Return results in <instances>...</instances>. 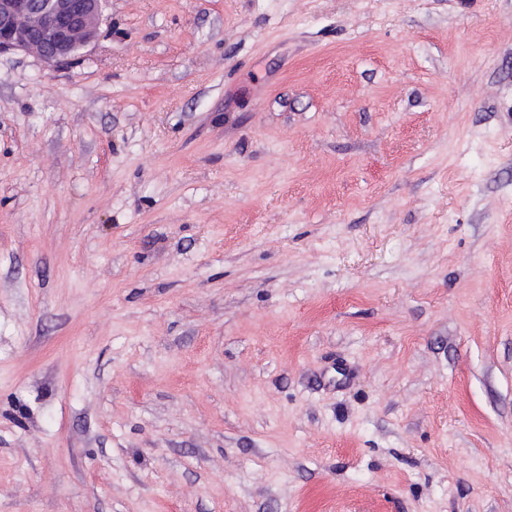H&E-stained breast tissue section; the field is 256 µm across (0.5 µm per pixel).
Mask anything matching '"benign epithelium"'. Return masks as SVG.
Here are the masks:
<instances>
[{"mask_svg":"<svg viewBox=\"0 0 512 512\" xmlns=\"http://www.w3.org/2000/svg\"><path fill=\"white\" fill-rule=\"evenodd\" d=\"M104 0H0V54L22 51L48 65L75 60L98 35Z\"/></svg>","mask_w":512,"mask_h":512,"instance_id":"obj_1","label":"benign epithelium"}]
</instances>
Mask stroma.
<instances>
[{
  "label": "stroma",
  "instance_id": "35a3bbf8",
  "mask_svg": "<svg viewBox=\"0 0 512 512\" xmlns=\"http://www.w3.org/2000/svg\"><path fill=\"white\" fill-rule=\"evenodd\" d=\"M0 512H512V0L0 55Z\"/></svg>",
  "mask_w": 512,
  "mask_h": 512
}]
</instances>
